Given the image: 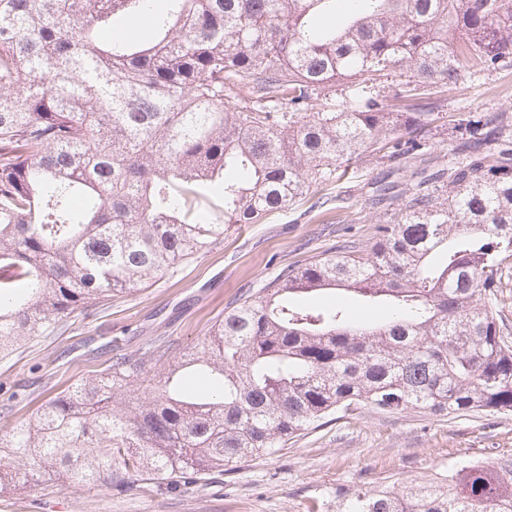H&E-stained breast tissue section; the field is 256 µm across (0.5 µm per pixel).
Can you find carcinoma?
Instances as JSON below:
<instances>
[{
  "label": "carcinoma",
  "instance_id": "cac0c4a2",
  "mask_svg": "<svg viewBox=\"0 0 512 512\" xmlns=\"http://www.w3.org/2000/svg\"><path fill=\"white\" fill-rule=\"evenodd\" d=\"M0 0V361L292 206L343 163L385 166L365 251L244 288L186 351L157 337L25 421L0 404V486L122 493L271 455L338 410L512 412L492 311L512 259V116L446 93L512 69V0ZM145 21L148 43L115 37ZM346 290L387 321L301 298ZM336 512H512V453L429 480L339 487ZM509 112L512 115V69L493 73L480 83L463 80L457 89L448 93V107H445L435 123L434 138L436 153L449 161L458 142L455 120L458 112Z\"/></svg>",
  "mask_w": 512,
  "mask_h": 512
}]
</instances>
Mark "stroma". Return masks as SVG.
<instances>
[{
    "label": "stroma",
    "mask_w": 512,
    "mask_h": 512,
    "mask_svg": "<svg viewBox=\"0 0 512 512\" xmlns=\"http://www.w3.org/2000/svg\"><path fill=\"white\" fill-rule=\"evenodd\" d=\"M512 113V69L478 83L461 81L434 128L437 156H452L460 112ZM372 158L350 164L344 178L312 186L327 206L301 200L258 224H233L222 244L144 290L113 298L72 318L52 336L22 342L0 362V388L23 386L26 407L16 420L78 379L98 374L115 354L132 353L162 336L176 348L200 342L239 289L262 287L282 268L330 254L345 227L369 242L377 215L361 193L376 176ZM347 199L336 208L335 195ZM512 452V413L436 417L416 410L337 412L321 427L276 453L221 475H206L181 493L155 483L122 494L50 477L0 493V512H307L333 501L337 488L429 479L460 459L494 461Z\"/></svg>",
    "instance_id": "obj_1"
}]
</instances>
